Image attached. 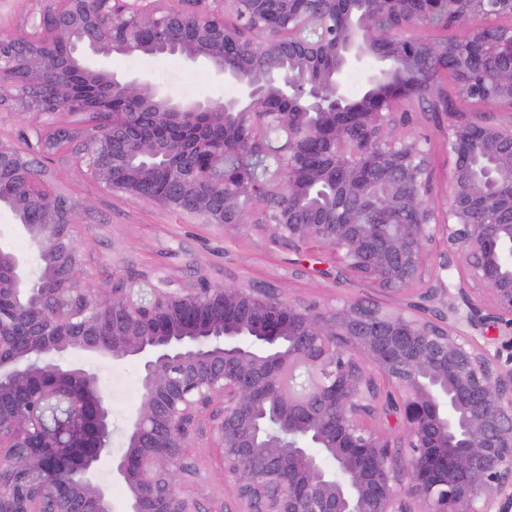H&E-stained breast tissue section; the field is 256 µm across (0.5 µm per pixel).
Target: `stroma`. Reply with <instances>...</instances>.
I'll return each instance as SVG.
<instances>
[{
  "label": "stroma",
  "instance_id": "35a3bbf8",
  "mask_svg": "<svg viewBox=\"0 0 512 512\" xmlns=\"http://www.w3.org/2000/svg\"><path fill=\"white\" fill-rule=\"evenodd\" d=\"M111 66L120 74H146L177 101L218 100L229 94L228 86L209 68L188 67L174 56L116 54ZM51 168L59 186L81 206V232L104 257L103 262L85 268L93 283L111 279L107 259L118 254L130 257L143 269L168 263L170 272L178 276L184 275L185 264L190 261L216 280L232 274L245 282L277 281L286 293L307 301H322L335 294L366 300L384 298L379 289L352 277L337 280L313 273L289 276L288 268L296 261V254L259 232L227 231L193 221L181 212L134 202L93 182L79 165L55 162ZM96 369L111 401V449L118 454L123 450L127 417L139 400L141 367L129 359L100 363Z\"/></svg>",
  "mask_w": 512,
  "mask_h": 512
}]
</instances>
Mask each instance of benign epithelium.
Segmentation results:
<instances>
[{
  "label": "benign epithelium",
  "instance_id": "7a95c632",
  "mask_svg": "<svg viewBox=\"0 0 512 512\" xmlns=\"http://www.w3.org/2000/svg\"><path fill=\"white\" fill-rule=\"evenodd\" d=\"M237 2L47 0L25 27L0 30V111L36 116V144L0 140V181L22 185L10 208L31 247L69 274L77 304L67 318L31 312L56 291L24 256L0 250V512H100L111 506L97 479L105 463L128 490V512H512V49L496 112H450L435 82H388L398 69L418 74L459 31L477 36L481 55L496 26L478 21L501 0L451 15V36L436 40L415 32L448 0H420L421 14L402 13L387 32L384 57L370 51L366 16L347 41L314 31L280 40L258 36L251 20L280 17L283 0H249L250 15L214 24ZM118 18L139 25L131 51L159 40L188 66H210L232 95L175 101L142 75L112 72ZM327 43L342 53L329 96L302 75H249L260 53L313 60ZM366 66L367 85L387 93L334 111L351 100L344 73ZM421 98L435 103L427 116L452 160L442 206L431 201L430 138L401 111ZM298 99L309 111L281 122ZM230 110L245 143L259 117L285 155L331 143L332 161L308 180L350 206L304 205L299 176L279 168L262 180L227 169L217 178L224 150L206 155L204 145ZM57 112L98 117L93 142L67 159L104 188L164 208L174 197L227 230L281 234L291 250L323 248L338 273L399 305L305 301L202 270L187 284L124 260L106 287L91 283L95 250L78 235L77 205L34 171L47 150L38 119ZM159 170L173 179H156ZM391 213L401 223L377 222ZM80 354L142 368L117 457L109 397ZM286 366L300 398L280 386ZM198 448L215 454L230 499L200 491Z\"/></svg>",
  "mask_w": 512,
  "mask_h": 512
}]
</instances>
